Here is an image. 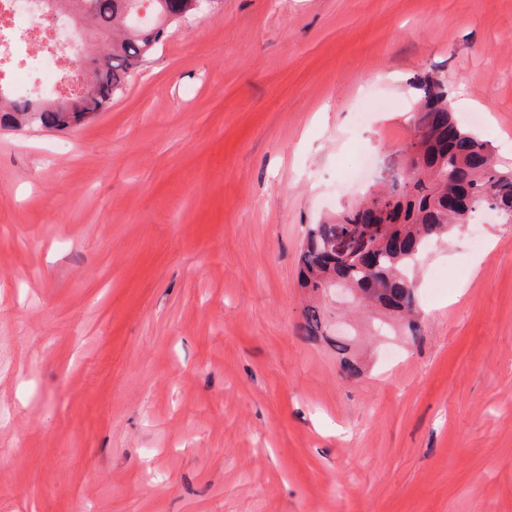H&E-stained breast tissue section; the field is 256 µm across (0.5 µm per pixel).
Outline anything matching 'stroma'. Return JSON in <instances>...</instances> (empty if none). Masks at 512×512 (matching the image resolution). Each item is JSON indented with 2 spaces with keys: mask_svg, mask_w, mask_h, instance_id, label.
<instances>
[{
  "mask_svg": "<svg viewBox=\"0 0 512 512\" xmlns=\"http://www.w3.org/2000/svg\"><path fill=\"white\" fill-rule=\"evenodd\" d=\"M425 73L512 162V0H218L79 128L0 129V512H512V224L422 254L419 336L350 326L364 376L299 331Z\"/></svg>",
  "mask_w": 512,
  "mask_h": 512,
  "instance_id": "35a3bbf8",
  "label": "stroma"
}]
</instances>
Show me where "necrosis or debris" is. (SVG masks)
Listing matches in <instances>:
<instances>
[{"mask_svg": "<svg viewBox=\"0 0 512 512\" xmlns=\"http://www.w3.org/2000/svg\"><path fill=\"white\" fill-rule=\"evenodd\" d=\"M77 51L68 16L43 9L38 0H0V94L68 93Z\"/></svg>", "mask_w": 512, "mask_h": 512, "instance_id": "4bbe7bcc", "label": "necrosis or debris"}]
</instances>
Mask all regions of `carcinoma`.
<instances>
[{
  "label": "carcinoma",
  "mask_w": 512,
  "mask_h": 512,
  "mask_svg": "<svg viewBox=\"0 0 512 512\" xmlns=\"http://www.w3.org/2000/svg\"><path fill=\"white\" fill-rule=\"evenodd\" d=\"M152 5L154 20L138 21L141 3ZM74 19L79 38L92 33L103 49L89 57L83 84L63 110L38 106L23 97L0 96V125H38L70 129L112 103L134 71L142 67L169 26L200 10L201 0H52ZM415 105L403 161L414 175L396 181L387 175L361 200L320 224L309 225L299 256V285L317 297L335 284L361 295L360 304L375 309L404 336L420 332L414 281L409 271L426 244L441 241L491 210L512 224V166L496 159L494 147L454 120L443 82L427 75ZM351 238L350 251L335 263L323 254L341 235ZM329 318L317 305L308 306L300 326L304 336H322ZM343 370L361 375L348 344L336 340Z\"/></svg>",
  "instance_id": "1"
}]
</instances>
